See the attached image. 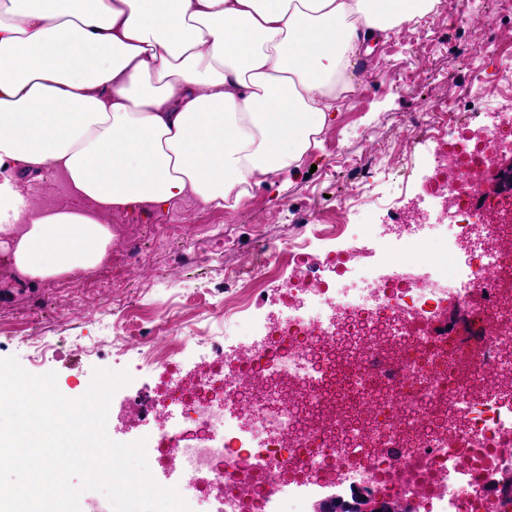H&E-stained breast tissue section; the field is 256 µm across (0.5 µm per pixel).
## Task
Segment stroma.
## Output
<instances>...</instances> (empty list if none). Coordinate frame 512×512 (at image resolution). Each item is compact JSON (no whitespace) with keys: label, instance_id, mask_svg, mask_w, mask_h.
Listing matches in <instances>:
<instances>
[{"label":"stroma","instance_id":"obj_1","mask_svg":"<svg viewBox=\"0 0 512 512\" xmlns=\"http://www.w3.org/2000/svg\"><path fill=\"white\" fill-rule=\"evenodd\" d=\"M470 15L471 0H450L446 18L423 19L361 46L354 71L363 79L366 72H375L376 80L364 79L358 96L337 102L332 124L304 155L299 168L269 176L236 207L215 209L189 195L165 211L147 205L134 213H105V222L118 225L141 245L145 267H129L121 255L112 254L95 270L98 285L94 288L76 287L62 276L21 287L0 279V358H17L33 374L56 372L59 390L70 398L88 390L94 369L140 367L138 386L118 389L112 398L109 435L123 443L147 437L153 420L129 419L128 409L157 389L174 385L175 377L144 363L143 340L112 346L113 331H127L133 322L150 326L190 294L223 306L239 289L238 282L229 279V271L261 262L274 243L305 240L306 269L312 278L327 276L323 262L328 253L369 254L371 242L354 229L336 235L324 223L329 199L353 190L349 173L340 166L344 158L355 166L374 168L379 154L399 155L393 179L374 182L372 193L378 202L374 222L393 239L413 234V227L399 225L397 215L418 205L419 184L430 174L432 164L421 148L406 141L403 121L408 113L441 104L471 82L466 54L479 41L481 28ZM451 44L461 52L453 61L447 56ZM406 66L417 69L418 78L411 89L400 90L393 77ZM20 189L35 210L84 211L91 206L69 192L62 176L51 171L22 182ZM290 210L305 215L308 225L287 221L285 214ZM169 224L181 225V238L158 243L159 232ZM292 275V268L285 266L257 282L249 316H276L288 296ZM40 341L54 344L55 349L35 361L29 347Z\"/></svg>","mask_w":512,"mask_h":512}]
</instances>
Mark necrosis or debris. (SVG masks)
I'll return each instance as SVG.
<instances>
[{
    "label": "necrosis or debris",
    "instance_id": "4bbe7bcc",
    "mask_svg": "<svg viewBox=\"0 0 512 512\" xmlns=\"http://www.w3.org/2000/svg\"><path fill=\"white\" fill-rule=\"evenodd\" d=\"M483 29L463 93L408 114L407 132L432 154L421 191L454 198L450 218L426 211L433 236L400 242L366 220L371 185L337 200L341 218L374 243L375 264L327 262L332 281L298 278L273 322L234 353L213 346L203 374L181 392L151 403L156 452L189 473L206 471L229 512H305L303 486L324 476L367 486L404 512H512V299L502 288L512 271V226L495 224L498 200L483 197L479 175L512 150V130L481 133L472 105L512 97V27L472 0ZM200 313L172 324L162 314L163 347L146 362L177 368L189 338L202 335ZM384 362L386 372L372 368Z\"/></svg>",
    "mask_w": 512,
    "mask_h": 512
}]
</instances>
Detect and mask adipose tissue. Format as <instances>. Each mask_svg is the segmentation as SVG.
Returning a JSON list of instances; mask_svg holds the SVG:
<instances>
[{
    "label": "adipose tissue",
    "instance_id": "adipose-tissue-1",
    "mask_svg": "<svg viewBox=\"0 0 512 512\" xmlns=\"http://www.w3.org/2000/svg\"><path fill=\"white\" fill-rule=\"evenodd\" d=\"M437 0H0V249L36 282L88 271L110 209L232 207L298 167L359 46ZM97 203L29 212L18 176Z\"/></svg>",
    "mask_w": 512,
    "mask_h": 512
}]
</instances>
